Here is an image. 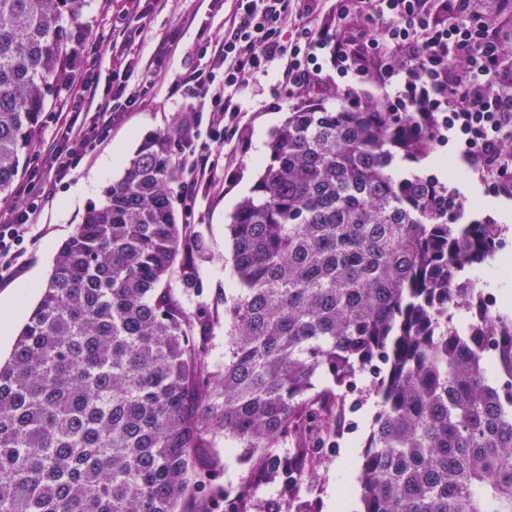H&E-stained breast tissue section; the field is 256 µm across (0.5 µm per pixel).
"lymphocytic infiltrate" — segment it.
Instances as JSON below:
<instances>
[{
  "label": "lymphocytic infiltrate",
  "mask_w": 512,
  "mask_h": 512,
  "mask_svg": "<svg viewBox=\"0 0 512 512\" xmlns=\"http://www.w3.org/2000/svg\"><path fill=\"white\" fill-rule=\"evenodd\" d=\"M222 37L203 43L199 64L169 87L191 118L179 130L187 152L188 174L182 198L217 188L220 155L191 148L196 129L208 124L214 142L223 143V121L241 110L238 90L246 79L278 64L280 82L290 94L321 85L316 50L329 54L336 71L337 98L361 97L365 86L380 91L382 112H419L432 122L437 143L447 132L463 141V157L495 195L512 198V32L500 19L512 14V0H344V20L329 32L312 24L297 0H229ZM363 27V42L346 34L347 16ZM111 101L98 112L54 113L61 137L44 152L55 162L56 181L104 141L113 122L145 96L133 82V63ZM55 195L54 183L30 173L16 190L8 223L0 224V274L10 273V253Z\"/></svg>",
  "instance_id": "lymphocytic-infiltrate-1"
}]
</instances>
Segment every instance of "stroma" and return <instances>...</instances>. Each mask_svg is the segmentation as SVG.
<instances>
[{"instance_id": "stroma-1", "label": "stroma", "mask_w": 512, "mask_h": 512, "mask_svg": "<svg viewBox=\"0 0 512 512\" xmlns=\"http://www.w3.org/2000/svg\"><path fill=\"white\" fill-rule=\"evenodd\" d=\"M91 30L75 67V83L91 81L97 89V102L111 100L117 83L115 73L122 53L133 51L139 60L140 77L150 81L142 104L117 120L108 138L83 159L71 174L58 184L52 201L44 207L37 224L24 235L21 251L10 275L0 278V315L9 317L14 328H21L25 309L33 308L41 292L33 290L24 309L9 308V300L31 278L47 282L56 250L81 224L86 209L101 199L103 188L120 178L126 167L118 165L88 184L90 173L103 156L122 148L126 159L132 158L142 139L157 131H173L183 117L179 101L170 97L171 81L198 61L196 53L201 35L213 36L223 31L224 9L210 0H92L89 10ZM176 35L178 48L171 58L157 59L159 42ZM277 66H270L268 76L251 79L239 91L243 107L227 134L224 150L233 154L229 167L220 168L216 179L220 192H199L196 199L175 198L180 223L202 236L208 246L200 261L201 292L191 297L189 310L205 308L211 319L213 338L211 367L224 363V288L232 280L231 244L226 226L237 204L250 195L260 173L259 161L271 133L281 124L293 102L277 83ZM433 158L452 162L457 170L448 179L450 194L462 206L460 223L491 222L503 225V247L497 258L470 273L477 287L490 290L496 280L512 283V267H502V256H512V199L493 195L460 155L455 141L437 147ZM474 188L473 194L460 192L459 183ZM375 412L373 403H365L354 414V430L344 432L334 456L324 471L320 494V512H329L331 497L353 498L357 495L361 456L353 455L368 432Z\"/></svg>"}]
</instances>
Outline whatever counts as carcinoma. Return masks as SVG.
Here are the masks:
<instances>
[{"mask_svg":"<svg viewBox=\"0 0 512 512\" xmlns=\"http://www.w3.org/2000/svg\"><path fill=\"white\" fill-rule=\"evenodd\" d=\"M89 7L0 0L1 201L72 84ZM432 134L366 102L292 107L228 225L218 371L184 304L207 245L178 223L183 167L169 134L146 138L0 362V512H185L204 491L252 512L265 483L278 493L264 512H318L348 415L371 397L363 512H512V316L467 276L502 226L459 224L445 185L394 177ZM221 440L251 463L222 494L218 462L197 466Z\"/></svg>","mask_w":512,"mask_h":512,"instance_id":"obj_1","label":"carcinoma"}]
</instances>
